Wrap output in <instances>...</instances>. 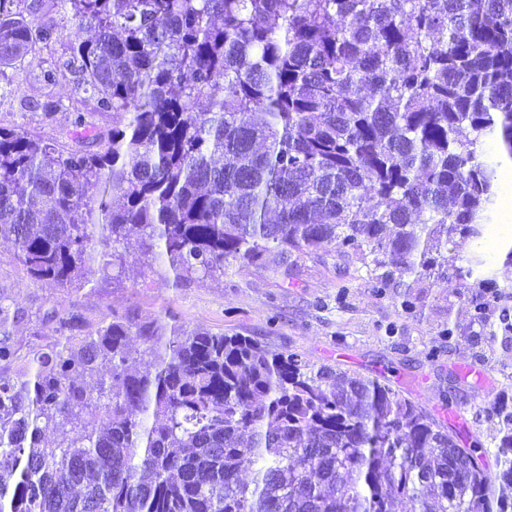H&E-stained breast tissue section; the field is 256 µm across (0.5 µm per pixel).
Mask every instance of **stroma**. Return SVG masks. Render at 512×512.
Segmentation results:
<instances>
[{
	"label": "stroma",
	"mask_w": 512,
	"mask_h": 512,
	"mask_svg": "<svg viewBox=\"0 0 512 512\" xmlns=\"http://www.w3.org/2000/svg\"><path fill=\"white\" fill-rule=\"evenodd\" d=\"M44 18L60 34L17 59L0 76V126H22L47 140L65 141L73 105L85 99L74 74L62 70L70 58L66 37L72 20L58 0H42ZM56 70L46 81L47 70ZM100 130L112 126L111 114L94 112ZM477 248L457 240L448 248V275L414 283L416 310L403 313L396 289L377 291L360 264H346L335 252L286 254L278 263L243 267L228 263L223 274L174 281L163 260L137 250L125 252L111 278H95L80 290L32 279L0 243V301L24 310L12 329L20 354L51 341V325L36 321L39 310L67 314L79 308L90 323L108 310L136 311L141 321L175 317L191 327L249 336L273 350L302 354L311 364L331 365L390 380L405 397L420 402L436 419L455 407L468 434L490 441L499 429L492 408L500 398L512 401V340L498 338L485 348L474 324L477 289L458 280L455 270ZM455 337H444L446 329ZM435 359H427V352ZM482 371L489 394H474L473 378L461 365Z\"/></svg>",
	"instance_id": "obj_1"
}]
</instances>
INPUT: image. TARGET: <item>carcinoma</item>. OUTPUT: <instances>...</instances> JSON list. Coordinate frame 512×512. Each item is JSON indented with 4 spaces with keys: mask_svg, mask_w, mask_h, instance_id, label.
<instances>
[{
    "mask_svg": "<svg viewBox=\"0 0 512 512\" xmlns=\"http://www.w3.org/2000/svg\"><path fill=\"white\" fill-rule=\"evenodd\" d=\"M60 5L67 70L112 128L78 106L69 144L0 127V241L30 277L79 290L118 245L177 280L332 250L407 288L448 271L455 238L495 233L512 0ZM36 12L0 0V74L55 35ZM457 273L486 344L512 333L508 307L499 329L486 315L512 281L481 253ZM23 316L0 304V512H512L503 406L495 451L462 447L384 378L113 310L87 334L76 309L48 315L54 341L19 372Z\"/></svg>",
    "mask_w": 512,
    "mask_h": 512,
    "instance_id": "1",
    "label": "carcinoma"
}]
</instances>
